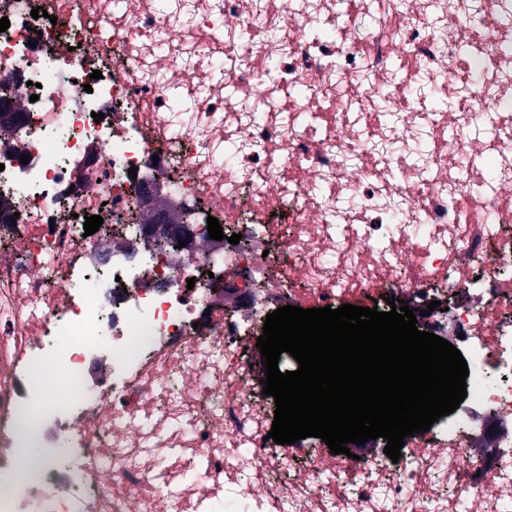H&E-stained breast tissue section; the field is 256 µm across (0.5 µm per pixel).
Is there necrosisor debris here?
I'll use <instances>...</instances> for the list:
<instances>
[{"label":"necrosis or debris","mask_w":512,"mask_h":512,"mask_svg":"<svg viewBox=\"0 0 512 512\" xmlns=\"http://www.w3.org/2000/svg\"><path fill=\"white\" fill-rule=\"evenodd\" d=\"M2 17L20 120L0 129V512H512V0H0ZM163 213L196 246L146 244ZM211 216L244 248L221 250ZM448 295L477 299L452 314L467 396L399 461L270 439L273 302ZM100 353L112 382L93 389ZM33 396L51 452L21 477Z\"/></svg>","instance_id":"obj_1"}]
</instances>
